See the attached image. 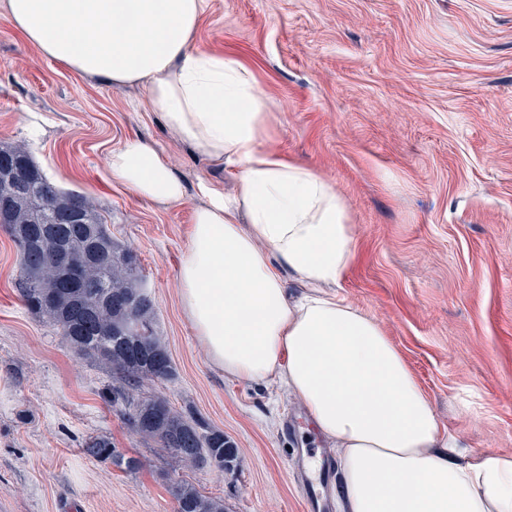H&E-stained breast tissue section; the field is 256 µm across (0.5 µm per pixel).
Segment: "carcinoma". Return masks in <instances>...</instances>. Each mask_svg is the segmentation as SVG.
Here are the masks:
<instances>
[{
  "instance_id": "obj_1",
  "label": "carcinoma",
  "mask_w": 512,
  "mask_h": 512,
  "mask_svg": "<svg viewBox=\"0 0 512 512\" xmlns=\"http://www.w3.org/2000/svg\"><path fill=\"white\" fill-rule=\"evenodd\" d=\"M2 157L20 164L29 184L21 191L0 174V195L13 200L4 231L20 246L15 287L27 309L58 329L70 348L97 359L118 378L112 401L123 404L132 431L190 467H201L206 457L221 471L233 468L238 450L223 431L185 416L163 397L137 395L144 383L166 380L173 371L155 331L154 301L142 288L137 251L112 239L92 198L52 181L24 145L1 142ZM77 199L84 205L83 223L68 225L62 236L55 220ZM59 254L62 266L51 262ZM68 268L81 271L82 287H58ZM83 451L128 469L138 465L106 437L89 438ZM174 500L175 512H227L223 501L189 484L175 487Z\"/></svg>"
}]
</instances>
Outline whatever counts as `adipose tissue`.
Segmentation results:
<instances>
[{
	"instance_id": "1",
	"label": "adipose tissue",
	"mask_w": 512,
	"mask_h": 512,
	"mask_svg": "<svg viewBox=\"0 0 512 512\" xmlns=\"http://www.w3.org/2000/svg\"><path fill=\"white\" fill-rule=\"evenodd\" d=\"M206 0H0L52 61L109 86L142 84L185 144L231 166L237 193L209 191L180 266L183 306L209 363L241 382L274 380L342 458L348 512H512V455L458 458L383 327L333 291L355 256L335 187L263 146L269 114L236 57L191 43ZM113 180L167 204L184 196L145 141L115 149ZM305 287L291 297L285 276Z\"/></svg>"
}]
</instances>
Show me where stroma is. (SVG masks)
Masks as SVG:
<instances>
[{
    "label": "stroma",
    "instance_id": "35a3bbf8",
    "mask_svg": "<svg viewBox=\"0 0 512 512\" xmlns=\"http://www.w3.org/2000/svg\"><path fill=\"white\" fill-rule=\"evenodd\" d=\"M192 47L238 58L266 97V148L334 185L355 234L336 293L383 326L460 456L512 454V0H207ZM136 139L172 164L184 199L113 181L112 150ZM0 141L25 144L139 252L174 366L141 393L239 452L237 470L196 469L134 433L111 372L24 306L0 232V512H174L180 482L230 512H304L302 475L323 465L329 512H345L335 449L284 389L212 368L182 306L200 187L234 193L231 169L179 142L145 87L48 60L1 17ZM92 436L139 468L87 457Z\"/></svg>",
    "mask_w": 512,
    "mask_h": 512
}]
</instances>
